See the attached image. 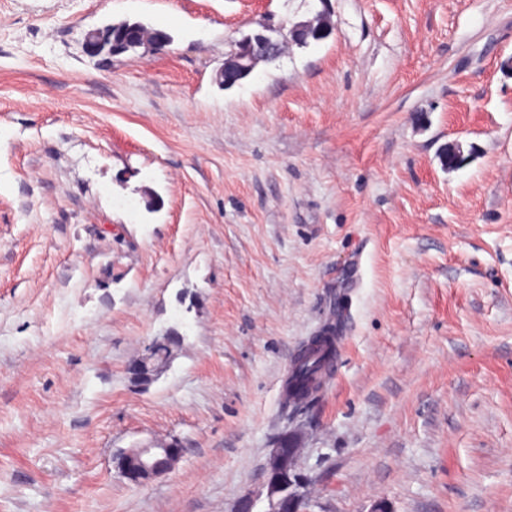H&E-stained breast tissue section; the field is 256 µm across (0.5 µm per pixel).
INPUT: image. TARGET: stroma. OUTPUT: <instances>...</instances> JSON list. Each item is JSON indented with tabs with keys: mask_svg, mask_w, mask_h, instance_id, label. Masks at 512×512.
Wrapping results in <instances>:
<instances>
[{
	"mask_svg": "<svg viewBox=\"0 0 512 512\" xmlns=\"http://www.w3.org/2000/svg\"><path fill=\"white\" fill-rule=\"evenodd\" d=\"M124 20L172 41L85 53ZM291 432L308 512H512V0H0V512H266ZM335 356V336L317 345H312L311 339L307 341L294 357L284 383L286 399L283 404L286 412L293 415L308 408L322 386L327 364ZM182 453L176 446L168 448H134L121 452L115 458L116 467L126 478L132 469H138L142 479L139 486L171 472Z\"/></svg>",
	"mask_w": 512,
	"mask_h": 512,
	"instance_id": "stroma-1",
	"label": "stroma"
}]
</instances>
